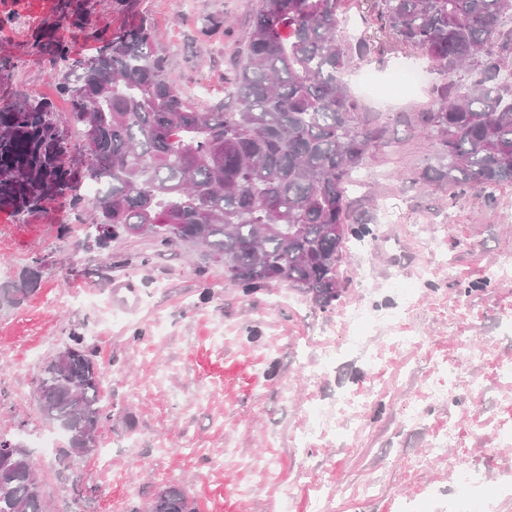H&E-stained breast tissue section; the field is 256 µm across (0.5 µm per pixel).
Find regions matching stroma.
<instances>
[{
  "label": "stroma",
  "mask_w": 512,
  "mask_h": 512,
  "mask_svg": "<svg viewBox=\"0 0 512 512\" xmlns=\"http://www.w3.org/2000/svg\"><path fill=\"white\" fill-rule=\"evenodd\" d=\"M91 26L115 31L148 17L159 50L185 93L234 108L231 81L258 0H70ZM61 0H0V44L15 68L0 95L51 98L59 111L50 52L29 32L47 23L72 57L89 43L60 20ZM348 16L384 53L355 61L345 80L386 147L353 176L355 214L373 229L350 242L342 294L322 311L278 284L244 296L222 263L187 244L158 246L138 236L89 245L85 187L24 216L0 211V284L17 280L34 255L40 281L20 306L0 309V349L21 367L0 370V435L26 447L48 512H139L158 487L183 486L198 512H308L329 496L330 512H512L501 482L512 475V188L493 200L424 183L437 166L417 127L437 74L415 90L390 85L403 52L388 45L366 0ZM381 83L366 91L361 75ZM68 234H60V225ZM492 285L471 291L472 283ZM369 317L350 327L345 314ZM111 375L102 396L112 420L99 431L112 464L68 455L35 396L38 378L71 330ZM418 337L415 346L400 344ZM335 361L312 370L323 348ZM458 368L476 387L433 398L430 382ZM336 431L311 446L302 434L314 409ZM457 439L434 449L448 422ZM474 487L459 485L461 470Z\"/></svg>",
  "instance_id": "stroma-1"
}]
</instances>
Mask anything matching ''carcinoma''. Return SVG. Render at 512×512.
<instances>
[{"mask_svg":"<svg viewBox=\"0 0 512 512\" xmlns=\"http://www.w3.org/2000/svg\"><path fill=\"white\" fill-rule=\"evenodd\" d=\"M348 0H259L244 60L233 79L236 108L201 106L179 92L169 58L154 51L145 18L92 32L93 51L72 59L56 25L36 35L61 68L52 75L68 110L47 99L0 96V210L32 212L84 180L97 186L86 239L100 249L154 224L163 245H198L224 263L246 296L286 283L320 309L341 293L346 244L373 235L349 220V187L380 144L361 119L343 75L371 51L338 31ZM381 30L444 77L423 129L444 163L423 175L491 200L512 186V37L501 38L512 0H369ZM475 70L464 95L454 75ZM83 162L68 159L69 131ZM179 225L178 235L166 225ZM36 254L18 280L0 285V308L21 305L36 286ZM68 334L36 385L43 417L87 457L111 420L100 395L104 370ZM0 512H46L27 451L0 436ZM143 512H196L185 489L159 487Z\"/></svg>","mask_w":512,"mask_h":512,"instance_id":"cac0c4a2","label":"carcinoma"}]
</instances>
